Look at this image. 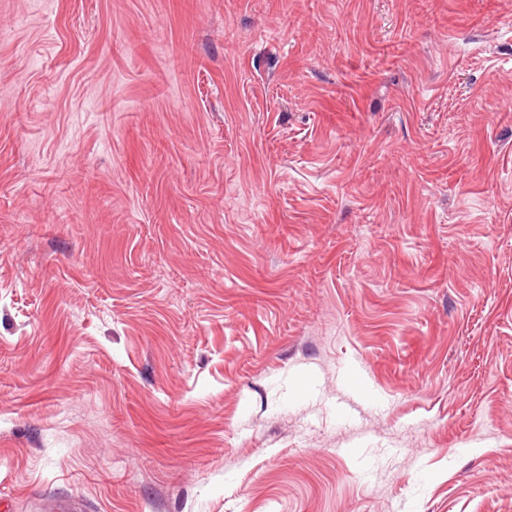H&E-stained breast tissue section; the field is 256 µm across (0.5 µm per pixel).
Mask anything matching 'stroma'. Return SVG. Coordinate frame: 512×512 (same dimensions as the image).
Segmentation results:
<instances>
[{"label": "stroma", "mask_w": 512, "mask_h": 512, "mask_svg": "<svg viewBox=\"0 0 512 512\" xmlns=\"http://www.w3.org/2000/svg\"><path fill=\"white\" fill-rule=\"evenodd\" d=\"M0 512H512V0H0Z\"/></svg>", "instance_id": "obj_1"}]
</instances>
